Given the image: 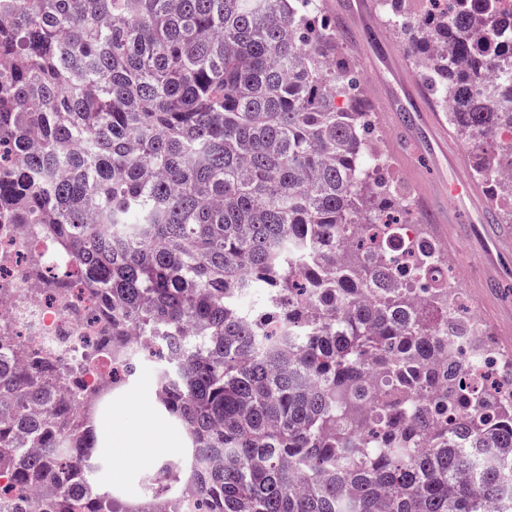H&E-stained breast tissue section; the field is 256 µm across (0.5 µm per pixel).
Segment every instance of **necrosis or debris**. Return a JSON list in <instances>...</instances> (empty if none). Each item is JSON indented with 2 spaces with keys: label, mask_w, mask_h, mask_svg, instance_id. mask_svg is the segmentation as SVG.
Here are the masks:
<instances>
[{
  "label": "necrosis or debris",
  "mask_w": 512,
  "mask_h": 512,
  "mask_svg": "<svg viewBox=\"0 0 512 512\" xmlns=\"http://www.w3.org/2000/svg\"><path fill=\"white\" fill-rule=\"evenodd\" d=\"M39 253L42 277L31 276L29 258ZM75 264L69 253L44 238L42 227L0 224V337L9 344L27 340L35 356L65 367L92 350L101 333L97 297L87 295L74 280ZM71 279V287H48V277ZM112 382V363L91 365L86 371L63 374L59 392L87 424L89 411L99 405Z\"/></svg>",
  "instance_id": "obj_1"
}]
</instances>
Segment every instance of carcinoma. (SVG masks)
I'll return each mask as SVG.
<instances>
[{
  "instance_id": "cac0c4a2",
  "label": "carcinoma",
  "mask_w": 512,
  "mask_h": 512,
  "mask_svg": "<svg viewBox=\"0 0 512 512\" xmlns=\"http://www.w3.org/2000/svg\"><path fill=\"white\" fill-rule=\"evenodd\" d=\"M420 75L496 208L512 177V22L424 0ZM0 224H42L103 297L97 357L157 341L156 399L188 439L164 484L203 512H512V380L463 384L481 336L405 236L371 109L317 0H0ZM263 310L242 307L256 290ZM0 350V471L45 512H130L87 476L98 435Z\"/></svg>"
}]
</instances>
